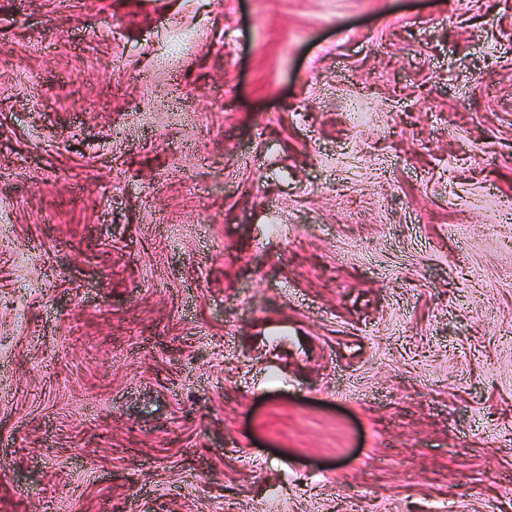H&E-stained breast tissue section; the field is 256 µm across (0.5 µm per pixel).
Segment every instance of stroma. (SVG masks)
Instances as JSON below:
<instances>
[{
  "label": "stroma",
  "instance_id": "1",
  "mask_svg": "<svg viewBox=\"0 0 512 512\" xmlns=\"http://www.w3.org/2000/svg\"><path fill=\"white\" fill-rule=\"evenodd\" d=\"M0 512H512V0H0Z\"/></svg>",
  "mask_w": 512,
  "mask_h": 512
}]
</instances>
